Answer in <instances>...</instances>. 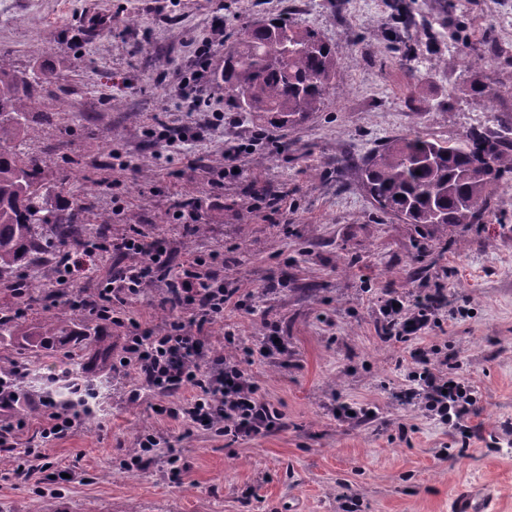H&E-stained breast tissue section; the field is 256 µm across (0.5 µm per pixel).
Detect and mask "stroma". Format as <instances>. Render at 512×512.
<instances>
[{
	"mask_svg": "<svg viewBox=\"0 0 512 512\" xmlns=\"http://www.w3.org/2000/svg\"><path fill=\"white\" fill-rule=\"evenodd\" d=\"M456 3L447 11L444 0H415L444 38L429 48L437 69L413 82L385 23L387 0H6L0 66L57 74L44 90L56 122L26 143L46 181L62 197L89 196L85 223L111 236L134 226L175 260L220 258V275L238 279L260 309L226 308L210 346L222 347L228 329L253 344L274 322L288 355L251 366L277 427L231 445L157 413L152 394L125 401L103 366L89 377L92 426L51 443L53 469L0 479V512H343L350 497L362 512H457L456 498L476 489L485 512H512V181L482 223L426 235L379 212L357 168L336 163L412 133L453 140L487 113H512V0ZM219 13L228 30L280 14L318 30L335 44L344 82L322 111L281 130L280 148L252 144L258 120L226 102L223 134L164 162L152 131L210 120L177 89ZM460 21L471 40L493 39L480 94L468 89L453 36ZM231 142L243 148L242 171L226 178ZM279 197L288 209L277 214L267 202ZM185 198L196 199L204 236L175 220ZM438 287L447 297L438 324L404 343L381 340V297L412 300ZM163 295V283L149 282L127 320L164 326L173 314ZM56 310L69 335L39 349L0 340V357L27 370L29 436L42 428L37 400L47 387L81 375L100 336L120 354L129 331L101 328L63 299ZM433 345L478 391L469 447L397 397L417 370L412 350ZM346 407L373 415L347 420ZM146 430L160 434V449L129 467Z\"/></svg>",
	"mask_w": 512,
	"mask_h": 512,
	"instance_id": "1",
	"label": "stroma"
}]
</instances>
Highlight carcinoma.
Masks as SVG:
<instances>
[{
    "label": "carcinoma",
    "instance_id": "obj_1",
    "mask_svg": "<svg viewBox=\"0 0 512 512\" xmlns=\"http://www.w3.org/2000/svg\"><path fill=\"white\" fill-rule=\"evenodd\" d=\"M392 22L397 33L416 25L415 16L399 5ZM466 49L467 64L479 69L488 40ZM213 76L224 85L225 99L273 132L322 110L343 81L334 45L280 16L237 33L224 45V64ZM55 80L51 71L27 76L0 67V281L41 260L51 243L79 246L108 231L103 224H84L85 201L56 193L45 182L42 160L20 148L23 137H35L33 114L43 125L53 122L41 91ZM357 169L360 187L376 208L405 224L426 231L477 224L500 183L512 175V114L494 112L454 142L419 134L390 139L362 157ZM67 335L50 304L33 329L15 314L0 315V337L20 336L32 348Z\"/></svg>",
    "mask_w": 512,
    "mask_h": 512
}]
</instances>
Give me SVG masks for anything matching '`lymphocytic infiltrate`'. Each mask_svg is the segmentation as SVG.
<instances>
[{
  "label": "lymphocytic infiltrate",
  "mask_w": 512,
  "mask_h": 512,
  "mask_svg": "<svg viewBox=\"0 0 512 512\" xmlns=\"http://www.w3.org/2000/svg\"><path fill=\"white\" fill-rule=\"evenodd\" d=\"M224 37L223 22H216L210 37L194 51V73L190 88L191 107H211L221 103L223 90L211 77L214 42ZM103 252L132 257L122 274L113 276L109 288L99 289L96 299L85 301L80 309L102 326L122 325L120 306L141 295L147 276L166 280L165 302L180 308L181 314L163 328L134 327L127 336L123 353L112 370L129 379L130 402L141 398L142 390L155 392L162 400L160 412L187 420L194 426H207L229 437L246 440L263 436L279 417L260 397L246 363L256 356L287 355L283 343L265 336L258 348H244L242 356H220L206 350L204 341L211 326L224 318L225 307L243 308L237 279L223 278L210 262L193 257L174 264L161 247L148 245L142 232H129L104 244ZM439 300L427 295L413 302L394 296L381 298V330L388 342H403L428 329L437 320ZM413 358L423 369L418 386L405 389L402 398L417 403L429 416L455 428L473 413L477 392L468 383L448 375L432 362L429 352L416 349ZM185 387L194 388V397L175 401ZM45 424L39 437L24 438L25 420L0 424V451L23 453L36 461H47L50 442L75 433L84 418L83 411L59 406L53 396L42 398Z\"/></svg>",
  "instance_id": "f902f5d3"
}]
</instances>
